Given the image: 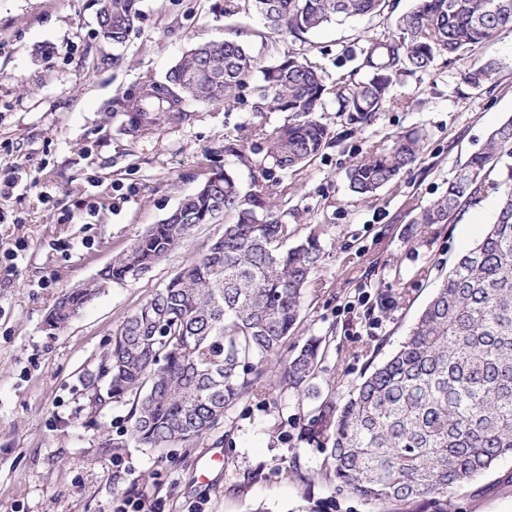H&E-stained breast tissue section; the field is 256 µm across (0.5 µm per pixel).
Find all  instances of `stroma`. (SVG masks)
I'll return each instance as SVG.
<instances>
[{
  "label": "stroma",
  "instance_id": "35a3bbf8",
  "mask_svg": "<svg viewBox=\"0 0 512 512\" xmlns=\"http://www.w3.org/2000/svg\"><path fill=\"white\" fill-rule=\"evenodd\" d=\"M391 13L332 21L302 39L270 33L254 12L229 15L225 0H140L126 42L100 34L96 0H0V169L22 179L0 208V243L28 248L0 281V512H115L120 494L158 501L163 512H380L316 477L324 454L299 439L319 396L344 401L366 369L364 351L395 353L459 255L493 223L487 191L412 242L411 220L444 194L458 167L512 115V29L452 64L394 76L392 107L354 130L327 101L323 150L295 172L276 168L258 136L288 119L258 111L251 88L229 104L184 103L179 121L131 129L124 106L165 84L182 53L221 39L243 41L259 69L306 58L327 84L360 81L354 57L394 29L413 0ZM501 65L490 90L467 72ZM423 136L410 171L364 200L346 171L369 149L407 130ZM270 197L288 226L286 246L322 225V264L294 340L331 342L314 384L318 396L273 389L241 400L213 429L165 451L131 436L133 395L94 406L87 388L112 332L224 233L197 226L187 243L138 280L104 289L63 331L44 319L66 289L96 273L165 219L216 171ZM448 512H512V461L449 492Z\"/></svg>",
  "mask_w": 512,
  "mask_h": 512
}]
</instances>
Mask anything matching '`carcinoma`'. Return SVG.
Masks as SVG:
<instances>
[{"instance_id":"1","label":"carcinoma","mask_w":512,"mask_h":512,"mask_svg":"<svg viewBox=\"0 0 512 512\" xmlns=\"http://www.w3.org/2000/svg\"><path fill=\"white\" fill-rule=\"evenodd\" d=\"M274 32L299 37L334 18L377 15L386 0H252ZM137 0H100L103 36L126 41L139 19ZM512 27V0H416L396 21V34L363 51L360 82L326 84L306 59L290 55L262 70L254 91L288 122L264 133L271 158L296 171L324 147L328 131L318 113L328 96L352 127L370 124L391 103L392 76L450 63L501 28ZM256 68L239 42L224 40L186 51L168 81L181 97L147 92L127 105L138 129L179 120L172 107L186 100L229 103ZM495 60L469 72L480 91L495 83ZM423 135L407 131L373 148L347 171L352 193L371 198L416 162ZM500 194L494 223L460 255L418 316L401 348L338 405L327 396L301 427V441L328 451L321 477L383 512H427L501 459L512 458V116L490 134L448 182L447 192L413 220L415 242L429 243L486 189ZM231 214L224 235L177 273L152 299L113 331L93 402L135 393L132 435L160 452L216 427L246 395L263 392L271 365L278 384L318 395L321 348L309 338L291 356L282 348L294 332L304 295L321 265V228L283 250L288 226L260 193L247 194L227 171L214 173L181 202V217H166L88 282L68 290L46 323L59 329L113 283L133 280L180 247L199 224Z\"/></svg>"}]
</instances>
